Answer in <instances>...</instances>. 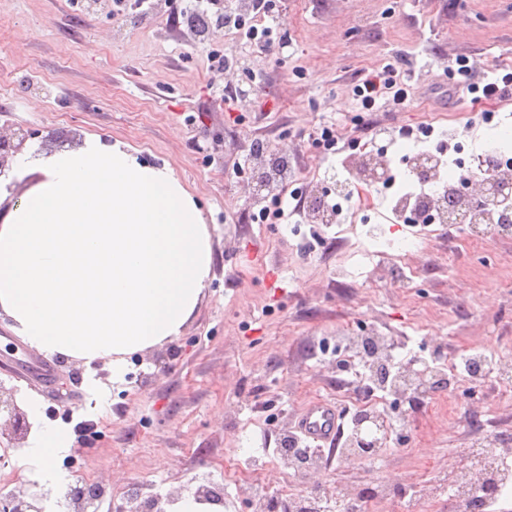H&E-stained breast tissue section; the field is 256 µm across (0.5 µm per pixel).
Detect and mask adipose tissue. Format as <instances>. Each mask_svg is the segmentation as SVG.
<instances>
[{
	"label": "adipose tissue",
	"instance_id": "ef3b65f1",
	"mask_svg": "<svg viewBox=\"0 0 512 512\" xmlns=\"http://www.w3.org/2000/svg\"><path fill=\"white\" fill-rule=\"evenodd\" d=\"M28 185L0 221V313L47 356L112 367L182 336L213 274L211 235L197 201L169 164L141 162L122 142L88 135L73 148L22 150L0 179ZM20 462L43 486L67 485L54 461L68 426L43 421L29 399Z\"/></svg>",
	"mask_w": 512,
	"mask_h": 512
}]
</instances>
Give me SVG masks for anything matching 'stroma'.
Here are the masks:
<instances>
[{"label": "stroma", "instance_id": "stroma-1", "mask_svg": "<svg viewBox=\"0 0 512 512\" xmlns=\"http://www.w3.org/2000/svg\"><path fill=\"white\" fill-rule=\"evenodd\" d=\"M279 2L285 45L263 51L219 24L192 32L182 22L189 0L120 16L113 0H0V133L26 131L28 146L46 150L96 134L168 162L212 236L213 278L183 336L132 356L122 383L109 364L61 357L42 381L29 371L41 354L0 318V387L21 404L38 398L46 422L71 428L74 446L56 467L102 485L108 500L121 502L134 482L165 495L200 478L223 487L232 512H251L224 479L228 462L258 465L273 492L381 481L404 494L422 462L450 472L473 446L512 447V393L492 376L403 403L412 426L378 458L334 456L308 474L281 464L275 448L308 404L356 410L323 337L364 325L398 342L400 363L436 354L447 363L467 348L512 361V233L394 224L385 198L362 183L340 224L311 226L301 213L255 221L273 202L255 198L245 175L251 144L287 152L289 189L312 191L315 178L345 176V159L379 131L395 136L399 156L414 148L399 127H430L446 176L457 175L458 145L512 140V91L456 108L434 88L512 72V0ZM229 49L243 64L214 67L211 55ZM389 64L409 102L360 111L355 87Z\"/></svg>", "mask_w": 512, "mask_h": 512}]
</instances>
